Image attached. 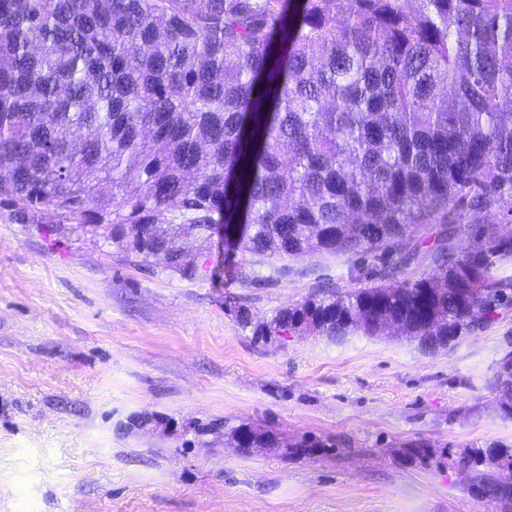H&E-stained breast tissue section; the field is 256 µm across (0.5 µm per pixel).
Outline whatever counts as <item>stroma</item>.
<instances>
[{
  "instance_id": "1",
  "label": "stroma",
  "mask_w": 512,
  "mask_h": 512,
  "mask_svg": "<svg viewBox=\"0 0 512 512\" xmlns=\"http://www.w3.org/2000/svg\"><path fill=\"white\" fill-rule=\"evenodd\" d=\"M206 266L146 269L53 212L0 207V512H498L456 462L512 443L493 386L511 305L434 352L395 331L257 342L241 309L270 319L365 267L217 239ZM226 420L322 447L244 455L196 431Z\"/></svg>"
}]
</instances>
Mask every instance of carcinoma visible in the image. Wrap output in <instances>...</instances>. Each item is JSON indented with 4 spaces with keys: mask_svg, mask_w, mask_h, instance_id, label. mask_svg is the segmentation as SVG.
<instances>
[{
    "mask_svg": "<svg viewBox=\"0 0 512 512\" xmlns=\"http://www.w3.org/2000/svg\"><path fill=\"white\" fill-rule=\"evenodd\" d=\"M512 212V0H0V206L51 210L184 279L222 224L244 254L395 253L387 281L312 293L256 341L394 327L428 349L512 303L470 211ZM441 218L426 252L418 233ZM478 245L459 256L458 234ZM426 259L440 274L395 276ZM512 416V353L499 362ZM243 454L276 433L224 421ZM512 445L461 473L499 512Z\"/></svg>",
    "mask_w": 512,
    "mask_h": 512,
    "instance_id": "cac0c4a2",
    "label": "carcinoma"
}]
</instances>
